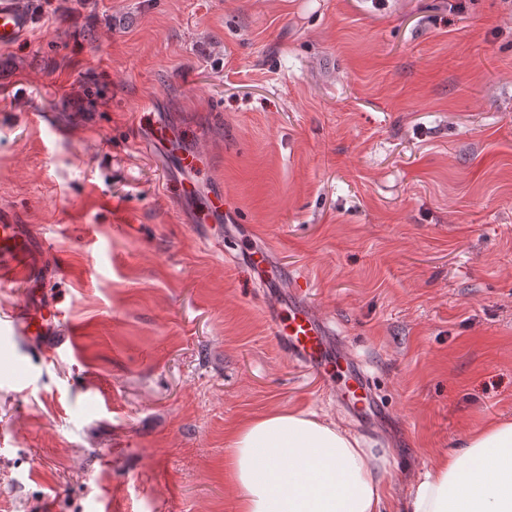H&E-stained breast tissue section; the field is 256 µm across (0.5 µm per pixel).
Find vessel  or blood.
Instances as JSON below:
<instances>
[{
    "label": "vessel or blood",
    "mask_w": 512,
    "mask_h": 512,
    "mask_svg": "<svg viewBox=\"0 0 512 512\" xmlns=\"http://www.w3.org/2000/svg\"><path fill=\"white\" fill-rule=\"evenodd\" d=\"M32 16L20 9L16 0H0V48L22 42L32 30ZM51 248L41 237L24 233L16 218L0 211V272H9L28 289L9 317L12 335L31 340L42 353L57 354L65 344L59 336L64 311L60 298L42 289V258ZM267 316L272 333L291 360L319 375L328 391H342V370H349L356 398L346 401L349 413H357L359 403L378 405L370 375L355 358H343L334 347V336L325 320L319 319L302 300L288 306L270 303Z\"/></svg>",
    "instance_id": "obj_1"
}]
</instances>
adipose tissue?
I'll return each instance as SVG.
<instances>
[{
  "instance_id": "adipose-tissue-1",
  "label": "adipose tissue",
  "mask_w": 512,
  "mask_h": 512,
  "mask_svg": "<svg viewBox=\"0 0 512 512\" xmlns=\"http://www.w3.org/2000/svg\"><path fill=\"white\" fill-rule=\"evenodd\" d=\"M237 512H382L385 453L338 423L275 410L230 442ZM403 512H512V422L467 437L417 477Z\"/></svg>"
}]
</instances>
